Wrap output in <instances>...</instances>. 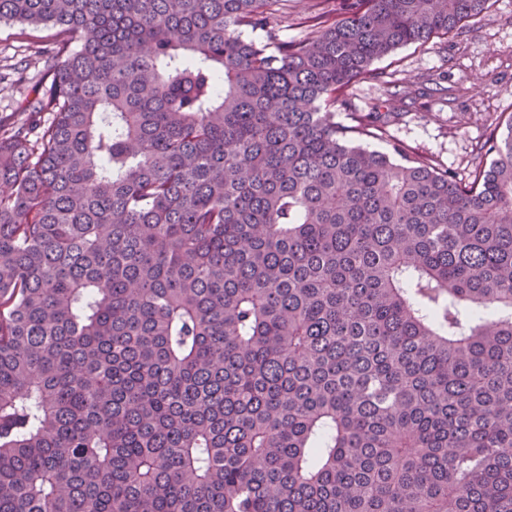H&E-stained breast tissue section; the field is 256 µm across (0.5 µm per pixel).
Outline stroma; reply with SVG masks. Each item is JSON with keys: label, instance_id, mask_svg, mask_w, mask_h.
Listing matches in <instances>:
<instances>
[{"label": "stroma", "instance_id": "obj_1", "mask_svg": "<svg viewBox=\"0 0 512 512\" xmlns=\"http://www.w3.org/2000/svg\"><path fill=\"white\" fill-rule=\"evenodd\" d=\"M311 6L312 0H275L272 12L281 39L305 33ZM53 38L50 27L0 22V120L22 119L28 100L47 84V75L30 60ZM371 70L372 77L352 85L347 108L336 111L337 121H347L352 112L380 113L389 140L468 179L476 165L490 163L489 146L512 117V0H495L458 34L397 49ZM392 80L423 83L431 92L394 102ZM450 88L456 92L452 100L446 95Z\"/></svg>", "mask_w": 512, "mask_h": 512}]
</instances>
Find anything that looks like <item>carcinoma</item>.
<instances>
[{
	"instance_id": "1",
	"label": "carcinoma",
	"mask_w": 512,
	"mask_h": 512,
	"mask_svg": "<svg viewBox=\"0 0 512 512\" xmlns=\"http://www.w3.org/2000/svg\"><path fill=\"white\" fill-rule=\"evenodd\" d=\"M0 0V512H512V119L463 182L336 121L491 0ZM313 3L315 2L311 0H288L272 5L271 9L279 23V35L282 40H294L305 33ZM25 35H22L21 33ZM55 29L16 22H0V117L14 122L25 117L27 101L34 98L50 78L34 66L35 52L49 47ZM28 59L32 64L29 66Z\"/></svg>"
}]
</instances>
